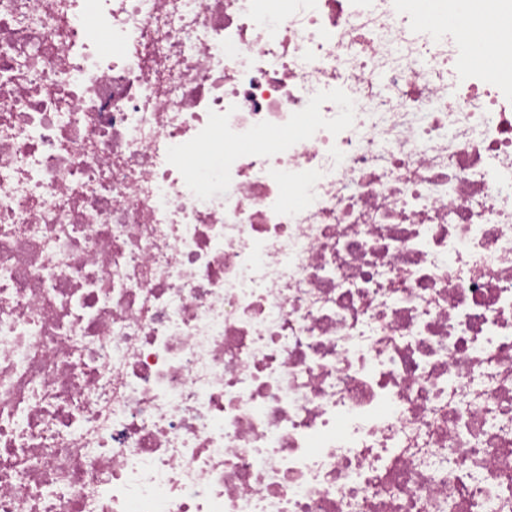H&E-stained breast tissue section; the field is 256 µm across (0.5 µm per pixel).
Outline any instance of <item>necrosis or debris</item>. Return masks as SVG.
<instances>
[{"label": "necrosis or debris", "mask_w": 512, "mask_h": 512, "mask_svg": "<svg viewBox=\"0 0 512 512\" xmlns=\"http://www.w3.org/2000/svg\"><path fill=\"white\" fill-rule=\"evenodd\" d=\"M474 11L0 0V512H512Z\"/></svg>", "instance_id": "necrosis-or-debris-1"}]
</instances>
